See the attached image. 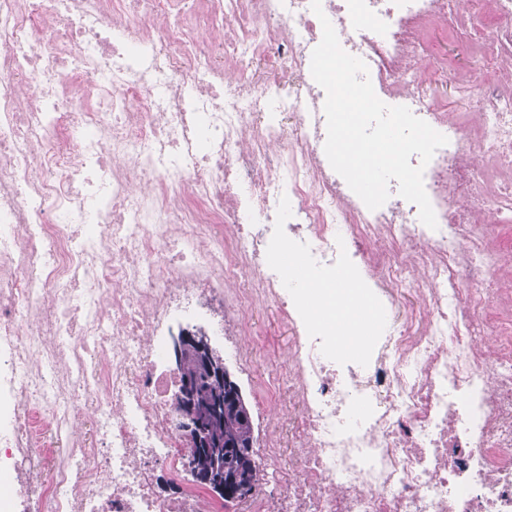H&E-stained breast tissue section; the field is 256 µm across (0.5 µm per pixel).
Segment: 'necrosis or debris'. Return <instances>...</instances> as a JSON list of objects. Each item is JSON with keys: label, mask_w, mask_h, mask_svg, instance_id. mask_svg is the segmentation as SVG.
Wrapping results in <instances>:
<instances>
[{"label": "necrosis or debris", "mask_w": 512, "mask_h": 512, "mask_svg": "<svg viewBox=\"0 0 512 512\" xmlns=\"http://www.w3.org/2000/svg\"><path fill=\"white\" fill-rule=\"evenodd\" d=\"M321 4L0 0V512H512V0L479 26L466 0ZM324 16L380 100L447 137L436 228L331 167ZM436 27L491 42L479 95L433 96ZM348 265L378 328L355 357L329 320ZM261 308L287 377L241 502L185 475L169 338L247 374ZM252 331L259 336H267L275 346L278 345L280 348H283L288 341L274 310H265L256 315L252 320Z\"/></svg>", "instance_id": "obj_1"}]
</instances>
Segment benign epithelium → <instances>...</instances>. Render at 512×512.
Masks as SVG:
<instances>
[{
    "label": "benign epithelium",
    "instance_id": "1",
    "mask_svg": "<svg viewBox=\"0 0 512 512\" xmlns=\"http://www.w3.org/2000/svg\"><path fill=\"white\" fill-rule=\"evenodd\" d=\"M195 352L202 363L203 375L211 380L217 381L231 391V397L238 400L239 404H244L243 395L240 388L235 385L231 374L224 362L213 357L208 339L203 335H186L174 337V361L182 359L184 352ZM197 387V380L187 379L183 382V387L178 400L179 415L183 424L192 433L195 448L193 451H211L213 453L214 464L206 476V481L215 483L219 488L229 487V497L232 499H244L251 495V483L248 475H239L229 480H224V453L218 451L222 444L213 440L209 432L210 412L194 406L190 402V397Z\"/></svg>",
    "mask_w": 512,
    "mask_h": 512
}]
</instances>
